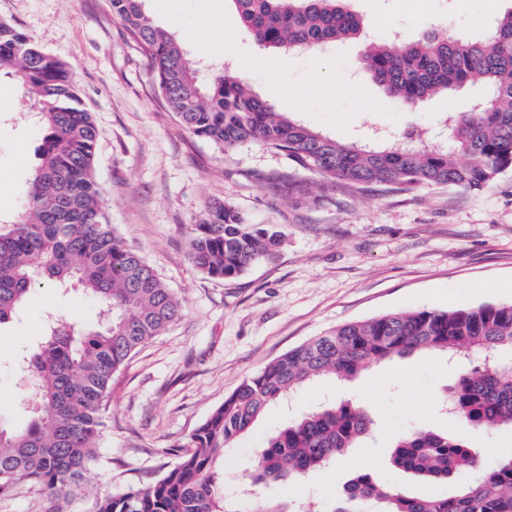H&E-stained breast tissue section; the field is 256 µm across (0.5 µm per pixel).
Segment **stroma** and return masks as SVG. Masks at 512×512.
<instances>
[{"label": "stroma", "instance_id": "1", "mask_svg": "<svg viewBox=\"0 0 512 512\" xmlns=\"http://www.w3.org/2000/svg\"><path fill=\"white\" fill-rule=\"evenodd\" d=\"M365 34L410 40L437 28L478 36L491 0H352ZM155 26L175 32L204 79L232 63L277 111L344 142L373 132L424 129L438 138L444 119L469 111L480 86L407 107L387 97L361 69V45L325 51L264 52L238 23L230 0H145ZM0 20L39 42L72 69L98 129L95 175L106 214L184 303L182 318L131 357L112 378L105 426L89 471L92 490L123 493L149 485L173 466L178 446L247 377L308 339L346 322L418 308L456 309L512 302V170L471 193L429 186L412 194L379 187L311 185L289 189L276 174L286 156L256 141L225 152L191 136L162 102L144 52L108 0H0ZM31 109L16 81L0 76V222L19 212L37 163L41 135L22 118ZM26 150L27 165L17 154ZM232 202L252 223L284 234L278 254L237 278L217 280L192 265L187 240L207 204ZM94 323L99 309L76 288H38L0 331V426L24 428L34 389L17 362L44 339L47 318ZM455 377L445 355L426 352L377 365L350 381L317 379L271 405L224 453L227 500L241 504L302 499L331 512L345 483L371 472L415 496L454 493L393 468V439L411 427L453 430L484 462L512 455V428L484 431L440 408ZM361 405L372 437L341 463L294 486H253L249 474L264 438L330 402ZM48 493L28 480L0 492V512H47Z\"/></svg>", "mask_w": 512, "mask_h": 512}]
</instances>
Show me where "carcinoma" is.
Wrapping results in <instances>:
<instances>
[{
	"instance_id": "1",
	"label": "carcinoma",
	"mask_w": 512,
	"mask_h": 512,
	"mask_svg": "<svg viewBox=\"0 0 512 512\" xmlns=\"http://www.w3.org/2000/svg\"><path fill=\"white\" fill-rule=\"evenodd\" d=\"M113 14L152 66L159 94L181 127L223 151L259 140L331 186H381L412 193L423 186L482 192L512 169V7L479 37L430 30L400 47L369 43L363 70L385 95L413 106L443 91L480 84L487 95L448 127L449 146L415 149L397 140L343 143L276 111L233 66L205 86L181 41L153 24L143 0H109ZM240 23L264 50L325 48L362 34L348 0H232ZM32 101L27 118L43 141L17 217L0 224V330L11 326L35 287H78L102 307L105 321L86 326L49 320L36 352L18 361L38 399L31 423L0 427V490L18 479L52 496L86 495V474L105 424L112 376L144 345L178 321L184 306L109 224L95 179L97 127L71 68L28 34L0 22V73ZM283 234L251 224L231 203L215 201L191 228L193 266L235 278L276 255ZM477 353L496 364L460 370L444 398L460 421L493 431L512 427V303L392 312L340 325L288 350L243 380L184 444L152 484L123 494H88L91 512H292L255 500L231 509L217 464L266 408L323 376L347 379L416 353ZM374 422L358 405L332 403L290 420L268 436L254 483H290L326 469L371 436ZM394 468L433 484L468 472L450 496H408L367 472L350 479L331 512H353L364 499L379 512H512V456L488 466L452 431L410 430L394 442Z\"/></svg>"
}]
</instances>
